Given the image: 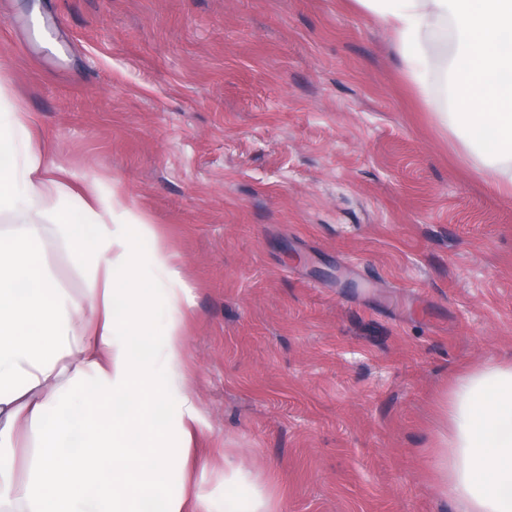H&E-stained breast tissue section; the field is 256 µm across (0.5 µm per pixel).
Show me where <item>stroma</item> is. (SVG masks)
<instances>
[{"mask_svg":"<svg viewBox=\"0 0 512 512\" xmlns=\"http://www.w3.org/2000/svg\"><path fill=\"white\" fill-rule=\"evenodd\" d=\"M447 53L424 98L357 0H0L48 162L171 257L214 512L241 457L273 512H459L439 401L512 362V196L439 119Z\"/></svg>","mask_w":512,"mask_h":512,"instance_id":"stroma-1","label":"stroma"}]
</instances>
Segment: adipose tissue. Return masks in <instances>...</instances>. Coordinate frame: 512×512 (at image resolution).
I'll return each mask as SVG.
<instances>
[{"label": "adipose tissue", "mask_w": 512, "mask_h": 512, "mask_svg": "<svg viewBox=\"0 0 512 512\" xmlns=\"http://www.w3.org/2000/svg\"><path fill=\"white\" fill-rule=\"evenodd\" d=\"M358 2L388 26L419 94L432 43L453 40L455 109L441 122L463 128L470 148L493 137L480 172L512 193V0ZM33 130L0 84V215L15 218L0 226V512H212L184 477L195 430L176 383L184 314L141 271L150 227L121 196L48 165ZM54 243L77 249L84 297L55 278ZM172 402L185 414L179 448L159 441ZM440 410L436 490L460 512H512V364L471 369Z\"/></svg>", "instance_id": "adipose-tissue-1"}]
</instances>
